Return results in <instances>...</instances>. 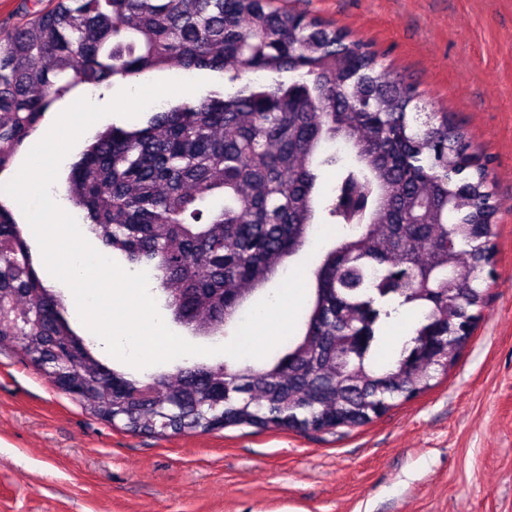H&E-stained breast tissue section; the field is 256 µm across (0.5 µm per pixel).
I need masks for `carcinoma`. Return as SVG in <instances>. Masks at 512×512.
<instances>
[{"label":"carcinoma","mask_w":512,"mask_h":512,"mask_svg":"<svg viewBox=\"0 0 512 512\" xmlns=\"http://www.w3.org/2000/svg\"><path fill=\"white\" fill-rule=\"evenodd\" d=\"M160 69L219 73L224 93L98 134L70 167L73 205L112 254L153 272L175 323L212 339L322 212L338 238L310 272L299 332L260 366L130 379L74 330L0 202V339L92 416L150 434L355 428L448 373L486 303L500 203L448 113L426 111L341 27L275 0H51L0 37V173L77 86ZM327 170L336 182L320 197ZM403 307L412 347L383 362Z\"/></svg>","instance_id":"1"}]
</instances>
